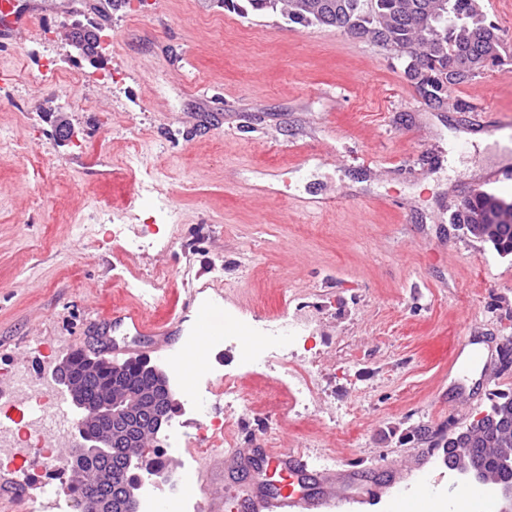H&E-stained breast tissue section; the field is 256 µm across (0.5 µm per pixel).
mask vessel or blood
I'll list each match as a JSON object with an SVG mask.
<instances>
[{"mask_svg": "<svg viewBox=\"0 0 512 512\" xmlns=\"http://www.w3.org/2000/svg\"><path fill=\"white\" fill-rule=\"evenodd\" d=\"M36 10L35 0H0V40L20 41ZM119 329L132 338L148 340L154 352L168 348L179 331L175 324L152 325L145 313L139 311L121 312L109 319L108 328L101 335L107 356L128 352L126 343L115 337ZM474 363L481 364L486 377L495 369L492 358L476 347L455 346L448 359L452 370ZM235 456L245 462L254 476L252 486L243 489L251 512H371L403 480L402 470L395 466L372 477L353 466L317 469L303 451L292 448L244 447L237 449Z\"/></svg>", "mask_w": 512, "mask_h": 512, "instance_id": "obj_1", "label": "vessel or blood"}]
</instances>
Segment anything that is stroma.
I'll return each instance as SVG.
<instances>
[{"label":"stroma","mask_w":512,"mask_h":512,"mask_svg":"<svg viewBox=\"0 0 512 512\" xmlns=\"http://www.w3.org/2000/svg\"><path fill=\"white\" fill-rule=\"evenodd\" d=\"M25 41L0 46V375L51 372L90 319L141 306L147 270L167 275L149 320H181V342L209 338L193 376L165 367L182 407L166 472L200 501L207 455L191 461L190 389L235 379L220 449L249 431L268 448H301L319 468L395 462L407 491L377 512H434L467 476L412 492L427 449L420 426L459 430L483 416L512 371L465 381L452 402L448 355L461 337L484 352L512 337V258L451 218L503 163L497 144L461 143L464 110L482 105L512 136V63L452 88L430 108L394 52L333 27L269 10L241 16L221 0H38ZM95 18L102 73L85 68L66 33ZM57 69L44 75V65ZM77 133L55 136L59 121ZM151 180L160 195H143ZM343 195L341 205L304 201ZM120 235H113V224ZM224 285H212L215 266ZM305 345L246 368L225 330L269 344L276 325ZM312 378L315 399L293 406L285 374Z\"/></svg>","instance_id":"1"}]
</instances>
